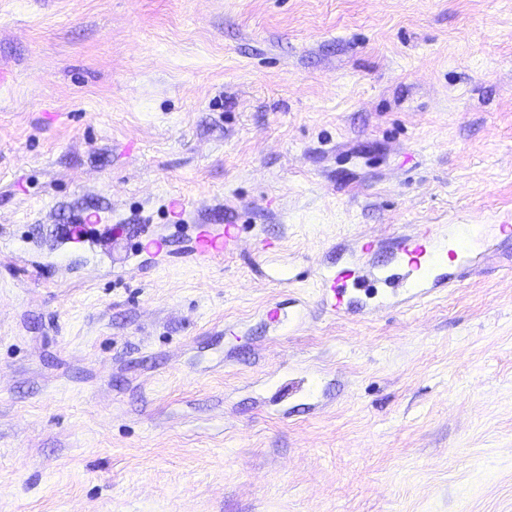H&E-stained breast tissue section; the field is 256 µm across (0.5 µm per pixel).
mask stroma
<instances>
[{
  "instance_id": "35a3bbf8",
  "label": "stroma",
  "mask_w": 512,
  "mask_h": 512,
  "mask_svg": "<svg viewBox=\"0 0 512 512\" xmlns=\"http://www.w3.org/2000/svg\"><path fill=\"white\" fill-rule=\"evenodd\" d=\"M509 214L512 0H0V512H512V272L314 277ZM483 235L470 240L455 235L452 224L405 225L393 237L388 261L379 264L376 250L386 249L387 240L362 237L345 248V267L322 264L317 273L320 308L336 316L367 314L374 310L348 292L350 284L374 294L375 283L385 291L384 301L375 307H410L442 290L454 288L490 253L512 241L511 220L479 224ZM244 238L237 224H227L224 228L205 233L198 249L202 261H213L222 258L224 254L241 251Z\"/></svg>"
}]
</instances>
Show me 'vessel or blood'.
Instances as JSON below:
<instances>
[{
    "label": "vessel or blood",
    "instance_id": "obj_1",
    "mask_svg": "<svg viewBox=\"0 0 512 512\" xmlns=\"http://www.w3.org/2000/svg\"><path fill=\"white\" fill-rule=\"evenodd\" d=\"M244 238L239 226L225 225L205 233L198 249L201 260L213 261L240 251ZM512 242V222L501 221L483 227L480 239L456 236L448 224L404 226L393 240L372 238L369 242L349 243L345 266L336 269L326 263L317 273L320 308L332 315L368 313L369 308L351 296L350 288L371 290L382 285L387 307H409L442 290L455 287L488 254ZM388 249L386 263H379L376 252Z\"/></svg>",
    "mask_w": 512,
    "mask_h": 512
}]
</instances>
